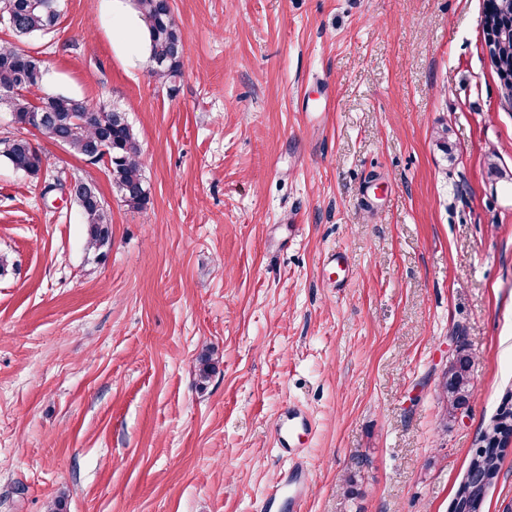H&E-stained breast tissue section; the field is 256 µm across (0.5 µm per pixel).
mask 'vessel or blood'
Masks as SVG:
<instances>
[{
    "instance_id": "vessel-or-blood-1",
    "label": "vessel or blood",
    "mask_w": 512,
    "mask_h": 512,
    "mask_svg": "<svg viewBox=\"0 0 512 512\" xmlns=\"http://www.w3.org/2000/svg\"><path fill=\"white\" fill-rule=\"evenodd\" d=\"M313 428L312 417L299 407H289L281 416L276 426V437L290 465L282 477L268 484L263 503L265 512H302L310 485L307 451L302 439L311 436Z\"/></svg>"
}]
</instances>
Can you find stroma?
<instances>
[{"label": "stroma", "mask_w": 512, "mask_h": 512, "mask_svg": "<svg viewBox=\"0 0 512 512\" xmlns=\"http://www.w3.org/2000/svg\"><path fill=\"white\" fill-rule=\"evenodd\" d=\"M169 2L172 85L123 61L111 0H62L17 42L46 92L126 112L150 202L40 141L47 175L97 182L100 260L75 205L0 158V512H263L293 405L315 423L303 512H448L512 390V102L486 0ZM461 352L474 394L447 424ZM473 367L472 357L462 352L448 365L444 378L438 385V399L442 405L444 423L455 421L457 407L473 396Z\"/></svg>", "instance_id": "1"}]
</instances>
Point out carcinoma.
I'll use <instances>...</instances> for the list:
<instances>
[{
    "mask_svg": "<svg viewBox=\"0 0 512 512\" xmlns=\"http://www.w3.org/2000/svg\"><path fill=\"white\" fill-rule=\"evenodd\" d=\"M45 0H0V12L12 15L8 30L16 37L47 34L55 30L60 13H48ZM134 8L148 24L149 56L152 68L150 77L162 84H171L182 76L184 44L181 30L168 0H131ZM47 69L41 59L33 56L9 41H0V106L11 112L14 123L20 124L39 112H53L62 117L58 125H46L39 133L47 140L56 141L62 147L83 159L88 158L90 147L99 145L102 152L93 163L104 165L112 188L129 206L146 207L149 190L144 175L142 151L128 118L116 119L121 109L102 102L103 112L89 119L79 111V98L65 93L43 91ZM0 158L15 168L37 177L44 173L46 158L40 147L32 145L25 136L0 139ZM84 188L93 199L79 206L82 224L86 229V247L99 253L107 245L112 234V219L96 181L83 177ZM474 362L470 355L459 353L448 365L444 378L438 385V399L442 405L444 423L455 421L457 407L468 401L474 393L472 383ZM512 412V399L502 398L496 415L482 433L480 443L484 450L470 454L465 474L472 476L476 484L475 497L485 498L489 486L481 483L472 471L484 465L487 478L496 480L503 460L496 451L499 418Z\"/></svg>",
    "mask_w": 512,
    "mask_h": 512,
    "instance_id": "carcinoma-1",
    "label": "carcinoma"
}]
</instances>
